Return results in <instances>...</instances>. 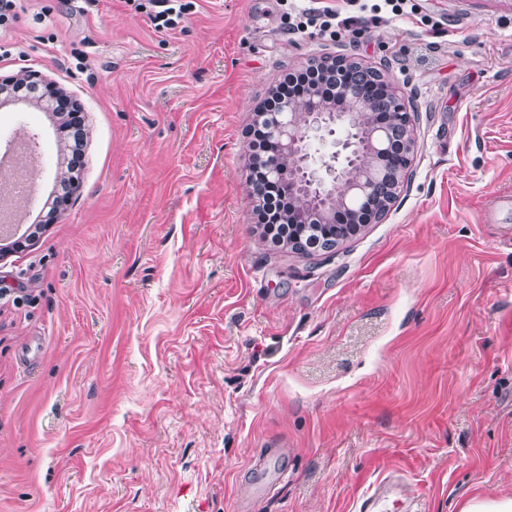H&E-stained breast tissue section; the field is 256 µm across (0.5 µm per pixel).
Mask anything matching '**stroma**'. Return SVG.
I'll use <instances>...</instances> for the list:
<instances>
[{"label":"stroma","mask_w":512,"mask_h":512,"mask_svg":"<svg viewBox=\"0 0 512 512\" xmlns=\"http://www.w3.org/2000/svg\"><path fill=\"white\" fill-rule=\"evenodd\" d=\"M32 0L0 76L83 107L79 187L0 257V512H358L397 474L415 512L512 497V0H411L344 39L287 0ZM386 65L420 110L383 221L310 256L271 246L246 187L254 107L310 58ZM39 137V222L62 140ZM282 482L254 498L263 449ZM156 10H152V21L155 28L159 31L173 29L176 20L182 17L185 10V4L181 0H146Z\"/></svg>","instance_id":"stroma-1"}]
</instances>
